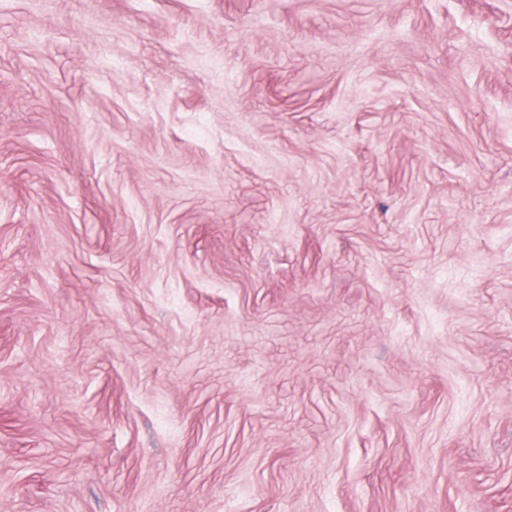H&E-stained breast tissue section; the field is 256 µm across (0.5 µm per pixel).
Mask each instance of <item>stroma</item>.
Here are the masks:
<instances>
[{"label": "stroma", "mask_w": 512, "mask_h": 512, "mask_svg": "<svg viewBox=\"0 0 512 512\" xmlns=\"http://www.w3.org/2000/svg\"><path fill=\"white\" fill-rule=\"evenodd\" d=\"M0 512H512V0H0Z\"/></svg>", "instance_id": "stroma-1"}]
</instances>
